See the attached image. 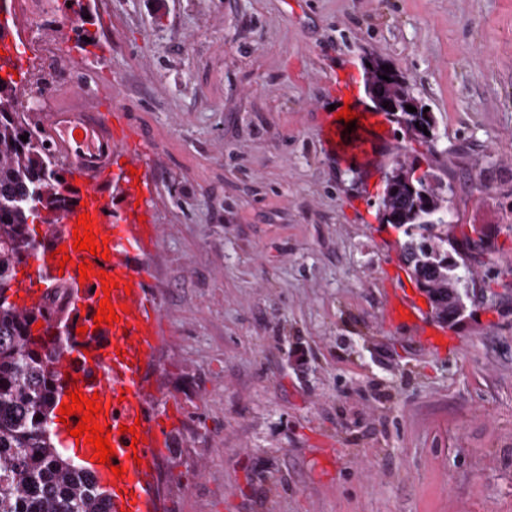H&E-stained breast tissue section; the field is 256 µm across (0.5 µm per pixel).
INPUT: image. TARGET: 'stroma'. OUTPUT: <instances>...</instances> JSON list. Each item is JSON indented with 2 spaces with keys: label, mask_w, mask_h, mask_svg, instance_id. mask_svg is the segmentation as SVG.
<instances>
[{
  "label": "stroma",
  "mask_w": 512,
  "mask_h": 512,
  "mask_svg": "<svg viewBox=\"0 0 512 512\" xmlns=\"http://www.w3.org/2000/svg\"><path fill=\"white\" fill-rule=\"evenodd\" d=\"M35 29L69 72L26 51L24 106L118 103L146 151V394L185 414L159 512H512V0H46ZM369 57L436 117L432 153L387 124L402 159L453 186L475 286L441 353L382 319L430 305L379 220L391 158L322 144Z\"/></svg>",
  "instance_id": "obj_1"
}]
</instances>
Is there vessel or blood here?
<instances>
[{
  "label": "vessel or blood",
  "mask_w": 512,
  "mask_h": 512,
  "mask_svg": "<svg viewBox=\"0 0 512 512\" xmlns=\"http://www.w3.org/2000/svg\"><path fill=\"white\" fill-rule=\"evenodd\" d=\"M43 134L57 156L74 177L76 193L62 211L60 228L52 249L68 247L70 263L58 267L48 253L37 259V276L20 281L23 308H33L39 299L38 288L48 282H62L77 288L80 296L70 315L65 344L58 370L64 383H77L85 395H98L105 411L99 424L111 430L110 443L115 456L111 465L95 463L91 445L76 444L68 435V426L77 417L58 424L57 431L66 447L78 448L92 460L93 474L113 491L112 512H157L153 472L171 433L182 421L181 410L174 405L151 404L143 390L146 364L157 341L160 309L148 291L143 258L154 245L159 228L149 221L146 184L136 183L130 168H142L143 147L135 137L125 112L120 107L108 110L92 108L79 112L61 104L49 109L42 125ZM90 214L97 238L108 241V258L89 257L72 248L73 229L79 214ZM91 259L93 274L80 282L78 265ZM106 272L115 282L111 293H104L99 272ZM120 307L118 320L108 327H95L93 317L103 298ZM388 323L416 329L422 344H438L440 332L427 323L424 309L406 291L392 294L383 309ZM86 327L78 335L77 327ZM140 423V444L131 435L120 434L121 425ZM122 466L123 477L112 469Z\"/></svg>",
  "instance_id": "b4317fda"
}]
</instances>
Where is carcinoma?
Masks as SVG:
<instances>
[{"label":"carcinoma","mask_w":512,"mask_h":512,"mask_svg":"<svg viewBox=\"0 0 512 512\" xmlns=\"http://www.w3.org/2000/svg\"><path fill=\"white\" fill-rule=\"evenodd\" d=\"M368 62L365 92L374 111L390 116L409 141L434 150V135L423 132L430 120L405 108L415 98L408 76L384 69L380 59ZM25 133L26 142L20 139ZM414 168L398 163L392 169L381 198V220L404 228L405 263L440 316L448 313L450 293L468 287L469 268L463 260L448 269V225L438 215L448 208L444 194L452 191L451 184L430 171L426 182L412 184L408 173ZM64 173L39 122L22 109L17 83L0 78V512H112V495L64 455L51 428L62 393L55 370L59 344L54 340L48 348L44 336H34L33 325L43 320L45 336L50 335L68 308L69 302H60L70 297L68 286L49 289L44 304L29 311L4 296L17 267L58 229L73 194ZM413 190L423 194L416 206L408 203ZM30 219L46 225L43 240L33 237Z\"/></svg>","instance_id":"1"}]
</instances>
